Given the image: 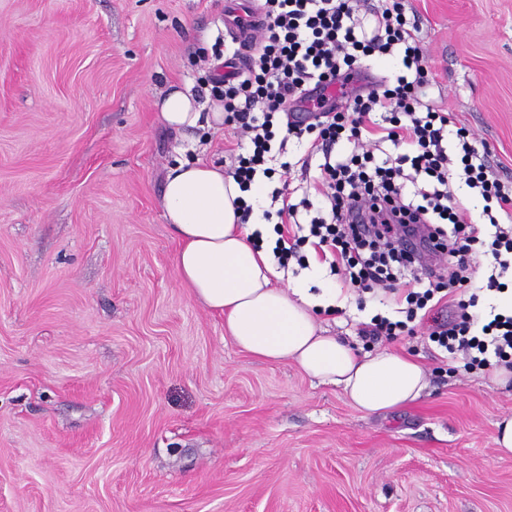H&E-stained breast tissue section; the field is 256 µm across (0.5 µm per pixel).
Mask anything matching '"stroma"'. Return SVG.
<instances>
[{"mask_svg": "<svg viewBox=\"0 0 512 512\" xmlns=\"http://www.w3.org/2000/svg\"><path fill=\"white\" fill-rule=\"evenodd\" d=\"M229 0H0V512H512V455L495 423L512 384L465 371L429 335L458 313L428 304L412 334L401 293L357 295L312 245L280 287L319 268V321L356 351L420 361L428 389L362 416L341 388L269 364L224 336L179 281L162 193L176 158L231 166L233 127L185 140L155 102L189 86L213 109L215 45L234 50ZM429 55L423 102L482 141L512 182V0H404ZM289 138L287 177L323 205L321 154ZM406 328L407 324L404 321L393 322L387 318H373L372 322L370 324H366L362 329V334L376 338L384 336L387 340H391L394 339V337L399 336V333H396V330L402 332Z\"/></svg>", "mask_w": 512, "mask_h": 512, "instance_id": "35a3bbf8", "label": "stroma"}]
</instances>
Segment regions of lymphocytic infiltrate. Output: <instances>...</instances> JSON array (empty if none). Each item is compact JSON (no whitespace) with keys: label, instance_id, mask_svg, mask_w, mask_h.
Instances as JSON below:
<instances>
[{"label":"lymphocytic infiltrate","instance_id":"lymphocytic-infiltrate-1","mask_svg":"<svg viewBox=\"0 0 512 512\" xmlns=\"http://www.w3.org/2000/svg\"><path fill=\"white\" fill-rule=\"evenodd\" d=\"M259 11L263 20L247 46L253 65L231 74L216 94L225 122L250 144L232 175L245 190L256 175L272 178L267 162L277 115H285L288 135H313L327 158L319 184L324 213L311 219L309 235L320 252L330 253L331 271L361 292L393 291L402 280L408 285L405 320L373 319L364 334L394 339L436 293L463 286L470 278L466 255L483 242L493 259L488 286L502 289L512 272V225L485 237L479 225L466 221L451 176L459 174L478 191L487 213L495 207L512 211V184L493 174L467 132L458 134L459 161L449 158L443 145L449 117L422 106L419 95L430 81L427 49L401 0L369 7L362 0H263ZM396 48L405 71L394 85L353 86L359 56ZM333 85L343 87L341 101L326 97ZM307 102L314 105L310 121H295L296 107ZM380 109L389 114L387 125L371 118ZM342 140L349 152L330 157L332 145ZM387 141L401 153L394 163L376 164L374 151ZM409 181L418 185L410 196L404 192ZM477 302L474 294L458 300L459 315L433 331L432 341L446 354L479 364L493 358L512 369V314L497 312L476 325L468 310Z\"/></svg>","mask_w":512,"mask_h":512}]
</instances>
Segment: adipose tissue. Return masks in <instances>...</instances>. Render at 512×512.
Instances as JSON below:
<instances>
[{"mask_svg": "<svg viewBox=\"0 0 512 512\" xmlns=\"http://www.w3.org/2000/svg\"><path fill=\"white\" fill-rule=\"evenodd\" d=\"M158 117L182 132L224 125V108L201 113L190 90L175 88L157 103ZM244 192L223 166L201 159L178 160L163 191L164 217L177 241L175 265L181 284L210 311L224 318V335L248 355L271 363L290 362L306 376L340 386L358 410L391 411L420 399L427 386L423 365L391 351L359 353L319 325V298L303 286L279 288V273L267 245L268 225L241 223L237 206Z\"/></svg>", "mask_w": 512, "mask_h": 512, "instance_id": "1", "label": "adipose tissue"}]
</instances>
